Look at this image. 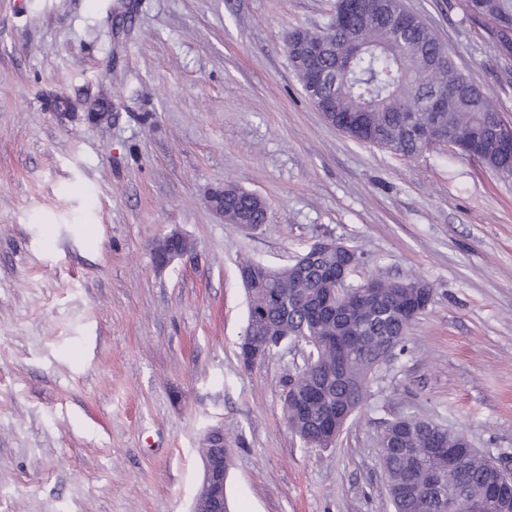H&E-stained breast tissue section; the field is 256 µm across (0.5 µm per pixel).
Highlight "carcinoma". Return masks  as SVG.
I'll use <instances>...</instances> for the list:
<instances>
[{
  "label": "carcinoma",
  "instance_id": "cac0c4a2",
  "mask_svg": "<svg viewBox=\"0 0 512 512\" xmlns=\"http://www.w3.org/2000/svg\"><path fill=\"white\" fill-rule=\"evenodd\" d=\"M377 13L357 17L347 30L295 29L304 41L324 39L333 50L322 65L340 76L319 103L331 109L336 128L358 142L375 135L376 147L413 158L425 151L414 128L435 127L462 143L483 146L481 164L512 175V152L501 151L486 130L497 112L483 89L454 64L447 47L414 17L396 38L383 15L397 8L379 0ZM465 12L488 22L498 57L512 60V0H465ZM225 221L260 226L266 204L252 193L224 184ZM343 245L316 253L307 267L296 261L273 267L252 258L238 264L248 296L242 342L274 352L283 342L308 344L310 365L296 367L285 382L288 428L308 448H330L367 402L376 372L405 351L413 322L428 307L432 288L420 280L372 276L342 284L348 256ZM378 458L395 512H448L457 501L484 502L500 480L502 465L460 435L416 416L387 423Z\"/></svg>",
  "mask_w": 512,
  "mask_h": 512
}]
</instances>
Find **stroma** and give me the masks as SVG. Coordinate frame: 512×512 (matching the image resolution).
<instances>
[{"label": "stroma", "mask_w": 512, "mask_h": 512, "mask_svg": "<svg viewBox=\"0 0 512 512\" xmlns=\"http://www.w3.org/2000/svg\"><path fill=\"white\" fill-rule=\"evenodd\" d=\"M512 120V63L461 0H405ZM334 0H0V512H189L205 432L231 512H393L377 448L416 415L512 456V176L356 142L288 55ZM267 203L253 234L208 204ZM190 248L158 266L172 230ZM330 237L350 276L433 290L335 447L283 412L285 345L247 369L237 264ZM224 204L219 193L212 192L208 202L213 212L224 219L232 227L241 229L243 224L261 226L266 221V204L257 199L252 193L234 185L225 183ZM247 223H242V222Z\"/></svg>", "instance_id": "35a3bbf8"}]
</instances>
